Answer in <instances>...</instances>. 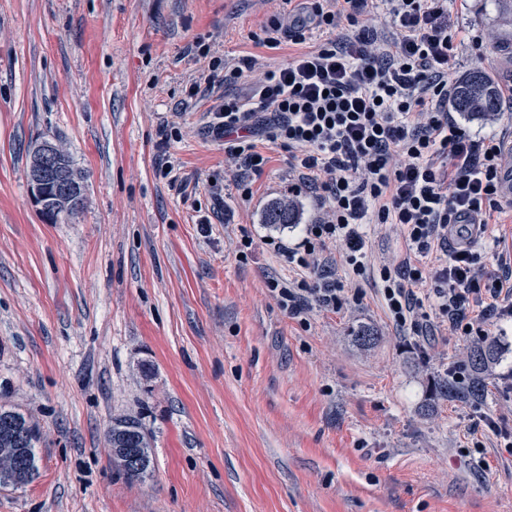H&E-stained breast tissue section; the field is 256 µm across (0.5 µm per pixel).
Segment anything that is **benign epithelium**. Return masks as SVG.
Wrapping results in <instances>:
<instances>
[{
	"label": "benign epithelium",
	"mask_w": 512,
	"mask_h": 512,
	"mask_svg": "<svg viewBox=\"0 0 512 512\" xmlns=\"http://www.w3.org/2000/svg\"><path fill=\"white\" fill-rule=\"evenodd\" d=\"M61 148L50 141L38 144L28 171L29 192L35 206L46 204L45 187H54L53 206L66 210L78 204L82 188L61 158ZM31 435L30 423L11 418L0 420V486H21L28 479L24 466V446ZM131 430L126 424H113L108 428V444L112 462L123 471L139 475L149 468L150 449L143 444L133 445Z\"/></svg>",
	"instance_id": "7a95c632"
}]
</instances>
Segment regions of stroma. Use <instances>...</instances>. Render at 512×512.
I'll return each mask as SVG.
<instances>
[{"label":"stroma","instance_id":"1","mask_svg":"<svg viewBox=\"0 0 512 512\" xmlns=\"http://www.w3.org/2000/svg\"><path fill=\"white\" fill-rule=\"evenodd\" d=\"M280 0H0V404L41 434L39 473L0 487V512H512V323L488 319L502 358L479 402L436 401L437 371L475 340L452 336L436 299L415 341L389 315L377 269L408 256L392 226H368L359 302L288 315L269 280L289 269L267 238L297 242L302 221H261L288 195L273 148L250 199L208 130L228 94L225 58ZM470 37L454 74L479 68L512 87V42L495 0H449ZM479 36L482 47L471 38ZM208 76L197 96L195 78ZM69 153L84 207L47 223L30 198L29 148ZM475 241L488 273L512 257V199ZM251 241L240 259L243 241ZM374 330L363 347L354 329ZM134 415L152 472L127 479L107 429ZM496 429H489L488 419Z\"/></svg>","mask_w":512,"mask_h":512}]
</instances>
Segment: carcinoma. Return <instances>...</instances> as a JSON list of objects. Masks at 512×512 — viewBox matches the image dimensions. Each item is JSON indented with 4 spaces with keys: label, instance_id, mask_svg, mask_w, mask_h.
Wrapping results in <instances>:
<instances>
[{
    "label": "carcinoma",
    "instance_id": "carcinoma-1",
    "mask_svg": "<svg viewBox=\"0 0 512 512\" xmlns=\"http://www.w3.org/2000/svg\"><path fill=\"white\" fill-rule=\"evenodd\" d=\"M448 109L458 112L469 120L489 121L500 112L499 83L491 74L472 69L459 75L448 93ZM300 206L290 199H276L264 209L261 221L276 227L299 223ZM500 358V347L492 340L473 350L468 359L472 377L462 384L446 374L434 379L432 396L435 399L475 401L484 397L483 375Z\"/></svg>",
    "mask_w": 512,
    "mask_h": 512
}]
</instances>
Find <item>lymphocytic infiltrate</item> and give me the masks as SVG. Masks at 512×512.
Wrapping results in <instances>:
<instances>
[{
	"label": "lymphocytic infiltrate",
	"instance_id": "1",
	"mask_svg": "<svg viewBox=\"0 0 512 512\" xmlns=\"http://www.w3.org/2000/svg\"><path fill=\"white\" fill-rule=\"evenodd\" d=\"M304 11L288 26L271 16L257 39L301 52L282 66L255 56L230 68L236 79L258 73L259 85L247 99L225 96L209 121L237 166L242 198L268 162L261 140L287 151L291 191L317 195L321 214L301 241H277L273 250L289 265L321 270L322 281L310 297L276 280L271 290L296 317L342 307L358 292L336 280L328 243L344 245L350 274L360 276L364 225L396 224L415 255L379 270L397 326L425 335L418 311L429 284L453 335H484L490 313L512 319V270L485 276L472 246L473 232H486L499 209L503 146L466 133L448 110V75L465 29L450 25L447 0H306ZM315 30L325 35L316 44Z\"/></svg>",
	"mask_w": 512,
	"mask_h": 512
}]
</instances>
